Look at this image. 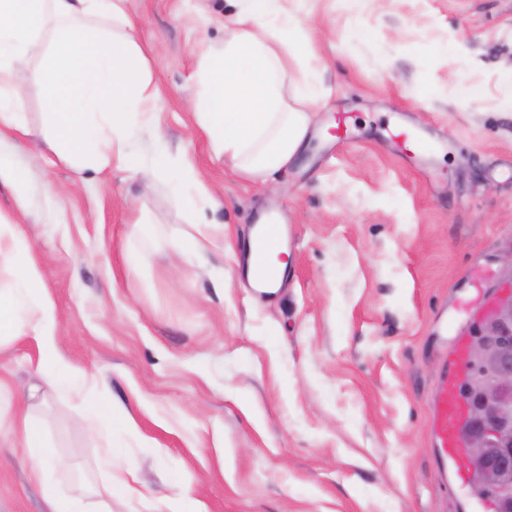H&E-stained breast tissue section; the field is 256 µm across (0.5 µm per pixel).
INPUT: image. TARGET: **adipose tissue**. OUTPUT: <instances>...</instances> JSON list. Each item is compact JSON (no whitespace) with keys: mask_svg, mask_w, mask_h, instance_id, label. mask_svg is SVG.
Here are the masks:
<instances>
[{"mask_svg":"<svg viewBox=\"0 0 512 512\" xmlns=\"http://www.w3.org/2000/svg\"><path fill=\"white\" fill-rule=\"evenodd\" d=\"M131 0H0V182H17L7 133L22 128V98L12 86L15 68L27 63L47 21L55 40L34 73L44 89L43 105L52 121L42 141L59 156L82 166L103 168L128 162V133L152 114L157 98L148 93L145 56L133 37ZM278 0H254L253 13L229 25L222 50L201 56L197 71L196 116L216 153L228 155L235 171L257 179L288 166L305 145L310 114L289 107L281 86L289 56L313 61L312 40L289 24L287 37L265 32L259 18L276 10ZM111 14L112 33L92 32L88 15ZM56 310L45 294L42 274L16 225L0 223V348L22 336L37 345L36 371L54 392L76 395L89 406L85 422L98 432L110 402L99 395L98 379L60 353ZM16 437L32 473L44 477L53 457L42 424L30 405L0 414V433Z\"/></svg>","mask_w":512,"mask_h":512,"instance_id":"obj_1","label":"adipose tissue"}]
</instances>
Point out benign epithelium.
<instances>
[{
    "instance_id": "1",
    "label": "benign epithelium",
    "mask_w": 512,
    "mask_h": 512,
    "mask_svg": "<svg viewBox=\"0 0 512 512\" xmlns=\"http://www.w3.org/2000/svg\"><path fill=\"white\" fill-rule=\"evenodd\" d=\"M499 337L493 384L467 401L476 429L465 453L479 467V481L488 488L512 486V295L505 298L490 318Z\"/></svg>"
}]
</instances>
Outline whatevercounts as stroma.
Segmentation results:
<instances>
[{
  "label": "stroma",
  "mask_w": 512,
  "mask_h": 512,
  "mask_svg": "<svg viewBox=\"0 0 512 512\" xmlns=\"http://www.w3.org/2000/svg\"><path fill=\"white\" fill-rule=\"evenodd\" d=\"M251 11V0H134L160 108L132 130L127 166L55 158L39 138L40 56L12 74L25 192L1 184L0 216L33 249L61 352L96 370L118 412L92 434L77 399L50 393L34 409L54 486L102 484L110 445L139 492L112 512H152L160 497L204 512H464L475 494L438 463L430 402L447 323L465 326L463 304L492 295L512 249V0H281L265 30L290 19L318 34L312 76L289 58L283 95L299 107L309 80L322 100L307 146L258 180L216 156L195 118L201 54ZM398 128L437 151L413 150ZM161 140L204 174L216 201L205 219L234 246L260 210L284 217L295 241L277 293H257L219 249L187 270L171 244L198 228L169 175H141ZM36 357L28 336L0 350L16 393L37 383ZM0 512H49L3 434Z\"/></svg>",
  "instance_id": "35a3bbf8"
}]
</instances>
